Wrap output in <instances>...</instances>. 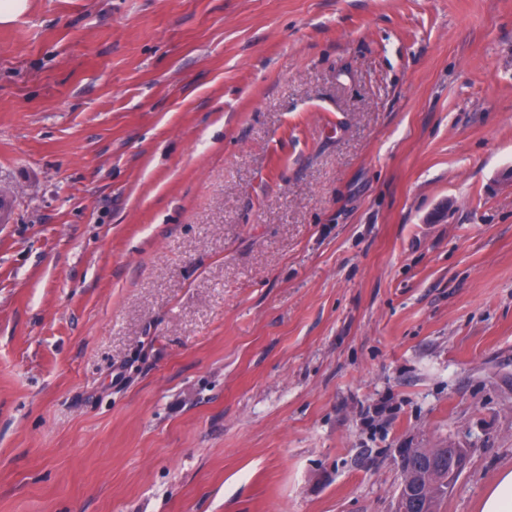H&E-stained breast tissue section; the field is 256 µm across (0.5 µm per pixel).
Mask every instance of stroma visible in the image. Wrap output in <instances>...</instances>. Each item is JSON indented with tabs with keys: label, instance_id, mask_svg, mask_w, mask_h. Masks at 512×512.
<instances>
[{
	"label": "stroma",
	"instance_id": "obj_1",
	"mask_svg": "<svg viewBox=\"0 0 512 512\" xmlns=\"http://www.w3.org/2000/svg\"><path fill=\"white\" fill-rule=\"evenodd\" d=\"M0 20V512H391L512 469V0ZM428 448L423 449L421 448H402L400 449L399 459H400V469L403 472L405 479H406V486L410 485V482L412 479L417 478L414 486H423L422 493H425V501L426 504L431 499V501H434V499L439 495L440 493V483L438 482H432L429 481L427 476L425 475L422 479L419 478V473H422L423 471L418 470L413 467V458L419 455L418 459L416 460V464L420 469H423L425 472H429L436 481H442L448 477L444 482L446 483L448 481V488L451 485V483L454 481L455 477L457 476L458 472L464 467L466 456L465 452L466 449L463 448H455L456 449V456H455V449L454 448ZM444 450V451H443ZM443 451L440 455L433 457L430 459L427 455L432 456L436 453H439ZM425 452V453H422ZM421 453V454H420ZM455 456V459H454ZM454 461V468L452 471H448V469L451 467L452 463ZM444 496H441L437 498L432 508L434 511L431 512H438L441 502L443 501Z\"/></svg>",
	"mask_w": 512,
	"mask_h": 512
}]
</instances>
